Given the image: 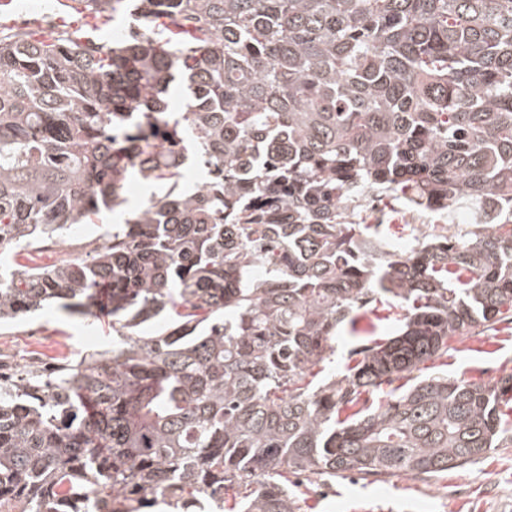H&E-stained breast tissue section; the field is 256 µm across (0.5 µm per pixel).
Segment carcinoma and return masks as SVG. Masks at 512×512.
<instances>
[{
  "mask_svg": "<svg viewBox=\"0 0 512 512\" xmlns=\"http://www.w3.org/2000/svg\"><path fill=\"white\" fill-rule=\"evenodd\" d=\"M80 2L111 18L125 0ZM134 14L110 45L0 36V324L58 307L112 327L110 348L0 368V512H300L290 472L430 478L511 444L512 375L373 396L512 317V0ZM133 171L158 191L108 245L23 262L126 204ZM365 188L473 222L403 251L340 206ZM381 297L398 335L312 384Z\"/></svg>",
  "mask_w": 512,
  "mask_h": 512,
  "instance_id": "obj_1",
  "label": "carcinoma"
}]
</instances>
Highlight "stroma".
I'll list each match as a JSON object with an SVG mask.
<instances>
[{"label":"stroma","instance_id":"obj_1","mask_svg":"<svg viewBox=\"0 0 512 512\" xmlns=\"http://www.w3.org/2000/svg\"><path fill=\"white\" fill-rule=\"evenodd\" d=\"M0 0V31L33 36H78L111 42L131 25V18L108 21L94 17L80 0ZM402 309L382 301L354 311L341 327L330 363L318 366L317 381L343 374L353 352L365 344L393 337ZM103 323L50 309L0 328V362L51 365L111 345ZM421 376L445 374L475 382H495L512 374V321L494 330L475 329L448 339V351L422 365ZM294 492L301 512H512V447L497 448L461 471L437 480L388 475L383 481L355 478L301 481Z\"/></svg>","mask_w":512,"mask_h":512}]
</instances>
